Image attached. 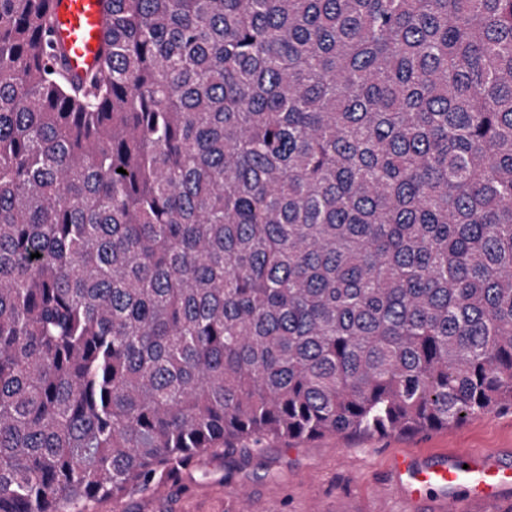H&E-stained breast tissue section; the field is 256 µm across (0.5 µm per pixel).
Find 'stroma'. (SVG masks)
<instances>
[{
	"mask_svg": "<svg viewBox=\"0 0 512 512\" xmlns=\"http://www.w3.org/2000/svg\"><path fill=\"white\" fill-rule=\"evenodd\" d=\"M497 449L512 465L510 411L448 428L275 442L242 471L222 467L208 480L155 487L129 501L99 499L87 512H415L394 484L398 456L429 460Z\"/></svg>",
	"mask_w": 512,
	"mask_h": 512,
	"instance_id": "35a3bbf8",
	"label": "stroma"
}]
</instances>
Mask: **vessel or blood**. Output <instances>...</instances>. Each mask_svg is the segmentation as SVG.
Returning <instances> with one entry per match:
<instances>
[{
	"mask_svg": "<svg viewBox=\"0 0 512 512\" xmlns=\"http://www.w3.org/2000/svg\"><path fill=\"white\" fill-rule=\"evenodd\" d=\"M57 18L54 40L67 53L72 75L95 70L103 38L100 0H52ZM393 469L406 498L426 512H469L478 502L501 506L512 512L507 494L512 491V470L496 453L451 455L437 461L419 462L401 456Z\"/></svg>",
	"mask_w": 512,
	"mask_h": 512,
	"instance_id": "vessel-or-blood-1",
	"label": "vessel or blood"
}]
</instances>
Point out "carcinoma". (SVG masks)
I'll list each match as a JSON object with an SVG mask.
<instances>
[{"label": "carcinoma", "mask_w": 512, "mask_h": 512, "mask_svg": "<svg viewBox=\"0 0 512 512\" xmlns=\"http://www.w3.org/2000/svg\"><path fill=\"white\" fill-rule=\"evenodd\" d=\"M50 2L0 0V512L512 410V0H101L84 77Z\"/></svg>", "instance_id": "carcinoma-1"}]
</instances>
